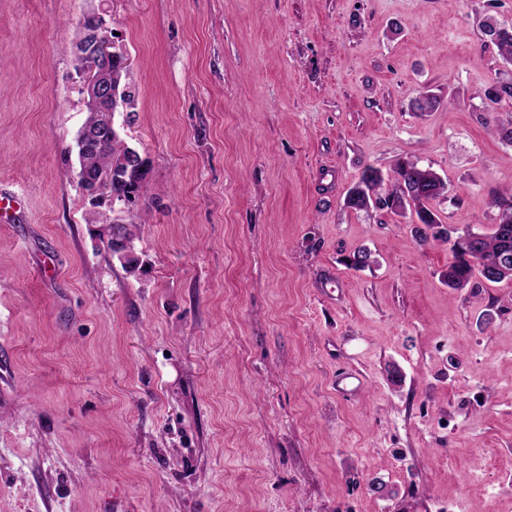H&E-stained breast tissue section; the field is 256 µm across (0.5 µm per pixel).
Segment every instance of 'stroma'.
Returning a JSON list of instances; mask_svg holds the SVG:
<instances>
[{
  "mask_svg": "<svg viewBox=\"0 0 512 512\" xmlns=\"http://www.w3.org/2000/svg\"><path fill=\"white\" fill-rule=\"evenodd\" d=\"M90 11L149 165L133 267L71 150ZM486 15L512 0H0V512H512V283L451 290L411 216L344 205L408 158L491 230Z\"/></svg>",
  "mask_w": 512,
  "mask_h": 512,
  "instance_id": "35a3bbf8",
  "label": "stroma"
}]
</instances>
